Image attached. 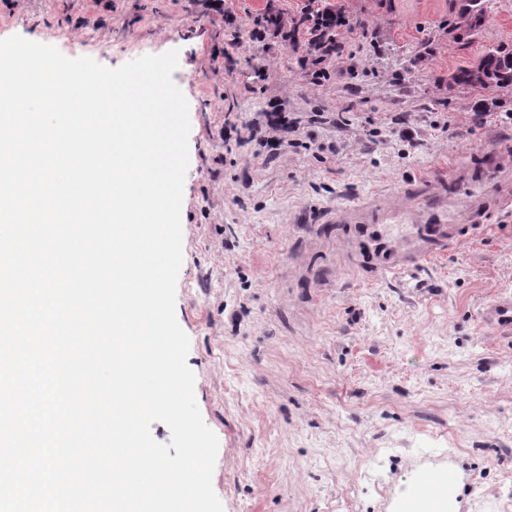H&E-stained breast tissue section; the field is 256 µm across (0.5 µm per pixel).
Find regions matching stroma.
Here are the masks:
<instances>
[{
  "label": "stroma",
  "mask_w": 512,
  "mask_h": 512,
  "mask_svg": "<svg viewBox=\"0 0 512 512\" xmlns=\"http://www.w3.org/2000/svg\"><path fill=\"white\" fill-rule=\"evenodd\" d=\"M457 3L343 0L373 48L316 86L279 38L265 53L241 40L225 75L211 0H0V39L111 68L178 53L191 132L175 311L219 441L224 512H398L420 471L447 464L459 512H512V334L485 319L512 295V211L498 204L512 125L494 118L512 113V88L448 86L487 48L512 46V0H494L472 36L454 28ZM272 99L302 117L295 146L268 159L224 144L225 122ZM341 112L352 125L337 127ZM404 119L421 146L402 140ZM433 189L448 205L421 224L332 221L353 204L406 210ZM474 195L487 199L479 230ZM443 219L460 238L427 255Z\"/></svg>",
  "instance_id": "stroma-1"
}]
</instances>
